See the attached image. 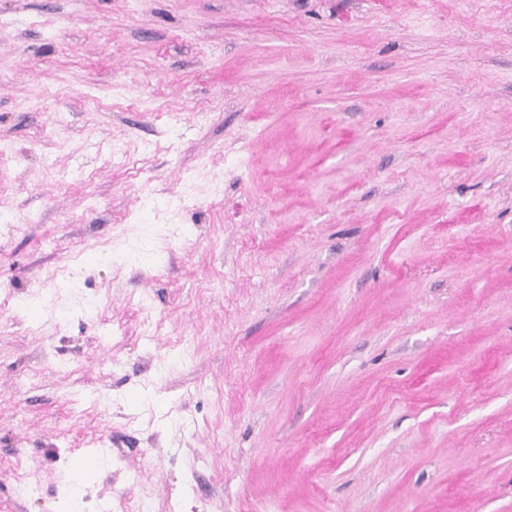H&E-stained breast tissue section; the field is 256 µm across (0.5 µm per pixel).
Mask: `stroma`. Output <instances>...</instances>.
I'll return each mask as SVG.
<instances>
[{"instance_id":"1","label":"stroma","mask_w":512,"mask_h":512,"mask_svg":"<svg viewBox=\"0 0 512 512\" xmlns=\"http://www.w3.org/2000/svg\"><path fill=\"white\" fill-rule=\"evenodd\" d=\"M145 498L512 512V0H0V512Z\"/></svg>"}]
</instances>
